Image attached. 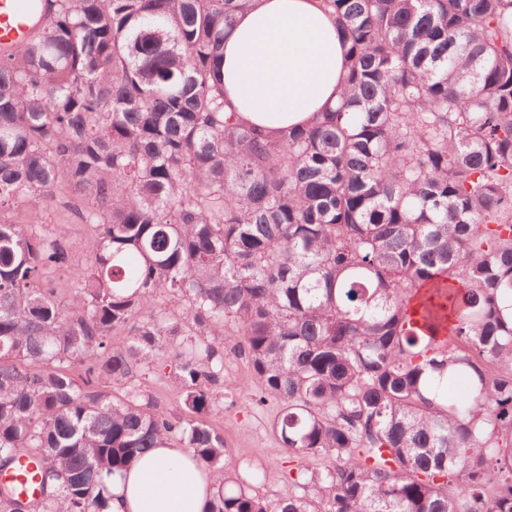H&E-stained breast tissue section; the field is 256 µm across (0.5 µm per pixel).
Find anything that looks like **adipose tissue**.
Masks as SVG:
<instances>
[{
    "label": "adipose tissue",
    "instance_id": "1",
    "mask_svg": "<svg viewBox=\"0 0 512 512\" xmlns=\"http://www.w3.org/2000/svg\"><path fill=\"white\" fill-rule=\"evenodd\" d=\"M345 43L320 0H252L224 36V103L275 136L332 109L346 83ZM217 482L177 444L112 479L109 512H202Z\"/></svg>",
    "mask_w": 512,
    "mask_h": 512
}]
</instances>
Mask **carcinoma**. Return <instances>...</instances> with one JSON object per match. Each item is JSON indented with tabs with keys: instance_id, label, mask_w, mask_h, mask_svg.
Instances as JSON below:
<instances>
[{
	"instance_id": "obj_1",
	"label": "carcinoma",
	"mask_w": 512,
	"mask_h": 512,
	"mask_svg": "<svg viewBox=\"0 0 512 512\" xmlns=\"http://www.w3.org/2000/svg\"><path fill=\"white\" fill-rule=\"evenodd\" d=\"M47 2L0 54V212L28 211L0 221V472L42 486L0 512H103L175 440L224 477L205 512H512V0H321L347 86L279 138L224 108L250 0ZM59 192L84 262L42 221ZM229 354L314 496L258 495L199 419ZM168 364L181 416L112 399Z\"/></svg>"
}]
</instances>
